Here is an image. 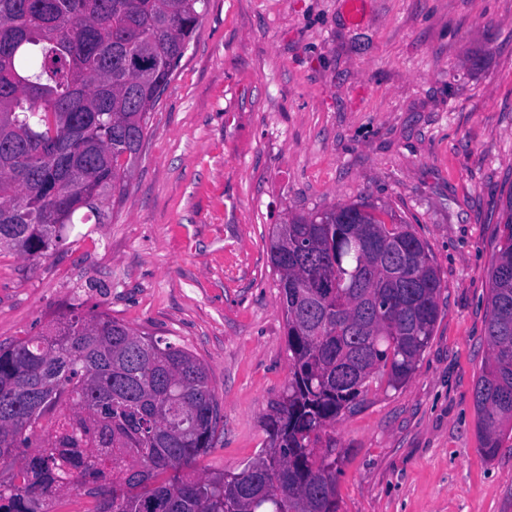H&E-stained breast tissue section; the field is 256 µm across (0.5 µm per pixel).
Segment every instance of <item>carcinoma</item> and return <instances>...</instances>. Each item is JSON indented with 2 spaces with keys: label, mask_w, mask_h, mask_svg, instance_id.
<instances>
[{
  "label": "carcinoma",
  "mask_w": 512,
  "mask_h": 512,
  "mask_svg": "<svg viewBox=\"0 0 512 512\" xmlns=\"http://www.w3.org/2000/svg\"><path fill=\"white\" fill-rule=\"evenodd\" d=\"M205 5L0 0V252L44 256L74 224L112 217ZM270 254L290 372L254 461L192 475L220 423L209 366L71 307L52 334L0 344V512H48L80 492L92 512H337L336 444L322 432L373 376L392 388L412 378L441 281L410 225L363 205L276 225ZM489 280L490 356L474 386L488 459L512 441V194Z\"/></svg>",
  "instance_id": "1"
}]
</instances>
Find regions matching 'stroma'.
<instances>
[{"label":"stroma","mask_w":512,"mask_h":512,"mask_svg":"<svg viewBox=\"0 0 512 512\" xmlns=\"http://www.w3.org/2000/svg\"><path fill=\"white\" fill-rule=\"evenodd\" d=\"M107 224L0 254V343L70 305L185 346L221 423L197 461L238 470L288 380L273 225L385 209L423 241L440 316L413 378L373 381L327 437L339 512H512V446L478 451L488 268L512 194V0H207Z\"/></svg>","instance_id":"1"}]
</instances>
